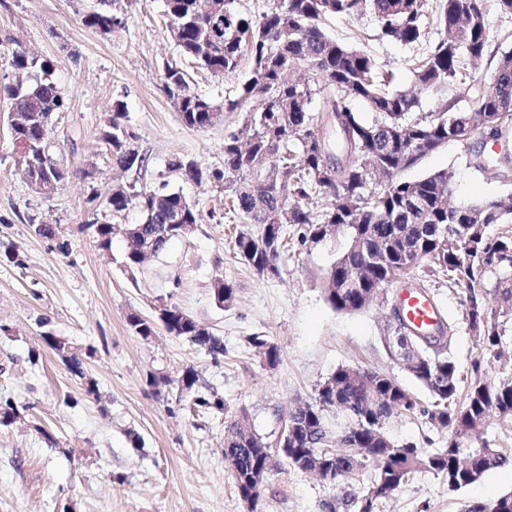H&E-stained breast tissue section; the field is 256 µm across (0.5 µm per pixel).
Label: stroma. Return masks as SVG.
Instances as JSON below:
<instances>
[{
  "mask_svg": "<svg viewBox=\"0 0 512 512\" xmlns=\"http://www.w3.org/2000/svg\"><path fill=\"white\" fill-rule=\"evenodd\" d=\"M490 31L489 60L478 77L487 84L493 57L512 49V15L494 0H481ZM105 9L119 18L111 33L85 25L87 12ZM324 31L375 57L393 71L397 86L414 83L411 60L438 42L442 30L429 21L423 44L382 38L374 15L330 18ZM0 36L50 60L67 99L66 112L48 126L55 159L66 177L49 197L35 194L12 159L13 146L0 128V396L27 405L23 422L0 426V512H246L224 461L225 416L186 411L190 394L176 380L185 368L199 386L223 395L229 411L246 409L253 431L267 442L280 436L292 405L308 400L339 365L378 367L392 374L420 401L426 392L387 356L382 324L388 305L362 312L335 311L324 295L325 275L342 253L346 234L301 242L289 227L282 275L258 278L240 259L235 237L240 214L209 181L194 182L167 163L194 159L205 168L224 164V139L242 127L243 115L228 112L221 123L187 127L161 90L163 65L176 57L163 0H0ZM190 85L219 99L235 93L251 73L242 59L230 74L213 77L189 66ZM126 106L134 145L147 159L139 174L121 171L98 139L113 102ZM512 154V130L503 137L452 141L402 171L403 179L445 171L454 198L473 201L512 192V176L490 180L473 167L475 152ZM138 180L156 190L181 192L202 219L190 239L170 243L135 276L123 267L124 242L99 249L86 227L90 198L115 182ZM53 225L56 241L32 233L31 221ZM16 247L20 263L4 251ZM232 285L235 300L219 308L211 285ZM428 294L458 327L451 351L462 379L481 357L463 320L464 288L444 280L427 283ZM171 302L224 338V356L166 331L136 336L130 313L151 318L159 302ZM51 334L76 347L83 374L70 372L42 339ZM263 335L280 349L276 367L263 364L250 339ZM95 379L100 398L84 394ZM159 385H151V378ZM140 435L142 445L131 442ZM399 444L433 451L448 435L419 415L397 417L388 427ZM512 493V468L487 471L480 480L449 491L445 478L414 474L402 489L379 502L376 512H461L470 501ZM330 488L316 477L280 463L262 495V512H320Z\"/></svg>",
  "mask_w": 512,
  "mask_h": 512,
  "instance_id": "obj_1",
  "label": "stroma"
}]
</instances>
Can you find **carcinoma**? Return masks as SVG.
I'll list each match as a JSON object with an SVG mask.
<instances>
[{
  "label": "carcinoma",
  "instance_id": "cac0c4a2",
  "mask_svg": "<svg viewBox=\"0 0 512 512\" xmlns=\"http://www.w3.org/2000/svg\"><path fill=\"white\" fill-rule=\"evenodd\" d=\"M197 0H163L168 22L181 26L175 42L179 57L214 75L237 70L248 56L252 73L232 95L218 102L190 86L181 63L168 64L162 91L183 93L179 114L192 128L210 126V108L220 105L226 112H243L244 128L224 139V168L202 169L242 216L248 228L235 238L237 253L261 279H270L267 269L281 273L280 255L287 226L303 229V237L320 241L327 232L345 231L346 248L325 277L328 303L344 313L368 308L365 295L379 290L389 280L413 273L429 279L444 278L448 286L462 284L467 297L463 319L478 337L482 351L501 358L505 325L512 321V230L488 232L494 224H512V195L480 202L451 203L452 185L445 172L415 180L397 177L425 156L451 140L464 141L475 135H499L512 127V51L502 53L490 83L473 91L467 109L456 112L453 104L441 102L421 117L413 116L419 105L418 92L443 91L467 79L468 65L486 55L490 35L486 13L479 0H440L436 23L445 37L417 60L416 88H392L394 74L382 72L367 52L328 36L321 22L328 18L351 19L366 12L379 23L380 37L407 45H418L424 37L423 20L428 0H274L271 9L257 19H247L230 7L233 0H209L211 11L201 14ZM84 23L100 32L112 30L118 19L109 11H93ZM13 40L0 38L17 71L29 81L0 84V96L15 100L31 117L29 126L11 132V138L39 141L47 133L54 115L66 110L67 101L52 78L53 64L37 55H26L11 47ZM319 106H313L314 97ZM364 102L375 119L366 123L352 110L351 102ZM126 112L116 103L112 126L99 131L108 145L112 161L126 171L146 164L132 144L134 135L126 124ZM40 148L36 176L53 185L41 196H50L64 177L52 167L55 146ZM396 178L378 193L370 185L378 175ZM299 196L295 208L280 202L279 190ZM323 202L308 207L314 195ZM107 208L114 214L136 209L142 222L123 228L124 267L137 270L146 253L157 256L179 238L173 225L200 224L196 205L175 191L151 190L133 185L120 194L109 193ZM102 249L112 246L116 227L93 213L87 221ZM495 279L496 305L484 299L489 278ZM217 306L228 308L234 301L232 286L212 284ZM133 333L144 340L162 328L204 349L215 361L224 356V339L214 334L175 304H168L154 320L137 314L127 317ZM410 348L411 375L429 394L422 405L389 372L363 367L340 366L320 384L316 396L288 413V435L280 444L288 446L287 464L306 471L307 456L326 446V412L335 406L347 410V421L336 427L335 471L328 482L332 494L322 500L320 512H374L376 502L393 497L409 478L420 471L448 480L455 491L476 482L485 472L512 465V455L482 437L487 421L496 417L512 423V372L490 376L480 372L467 388H461L457 364L451 355L456 324L439 323L434 334H417L405 323L386 327ZM44 341L65 366L82 373L76 349L54 336ZM251 344L263 362L275 367L278 346L265 336H254ZM181 391L193 394L198 410L227 411L224 397L214 391L196 389L199 378L188 368L177 379ZM26 405L0 401V426L22 419ZM418 413L436 428L448 433V447L428 452L414 443L398 446L394 455L385 453L390 438V420ZM248 415L240 410L227 422L224 460L233 461L235 489L242 501L254 498L249 512H261L262 493L251 495L245 475L263 467L271 455L270 445L246 426ZM374 473L372 485L360 491L352 483L359 471ZM463 512H512V493L479 508L466 504Z\"/></svg>",
  "mask_w": 512,
  "mask_h": 512
}]
</instances>
